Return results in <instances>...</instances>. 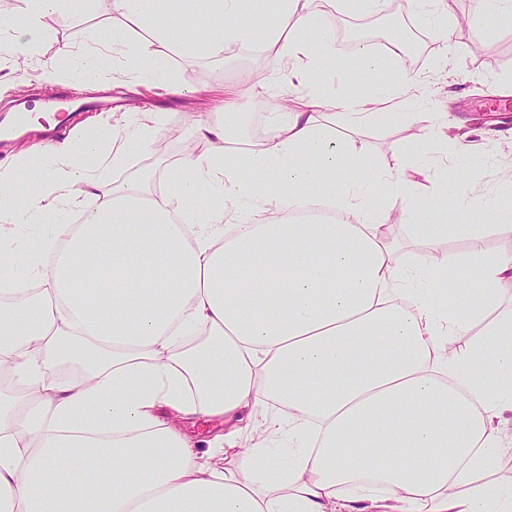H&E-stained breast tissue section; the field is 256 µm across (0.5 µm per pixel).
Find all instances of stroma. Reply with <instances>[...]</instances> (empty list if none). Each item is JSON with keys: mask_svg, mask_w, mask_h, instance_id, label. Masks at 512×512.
Returning <instances> with one entry per match:
<instances>
[{"mask_svg": "<svg viewBox=\"0 0 512 512\" xmlns=\"http://www.w3.org/2000/svg\"><path fill=\"white\" fill-rule=\"evenodd\" d=\"M320 26L307 38L318 43L329 40L344 66L342 73L325 76L321 88L326 94L340 97L364 87L365 72L352 47L355 31L375 27L386 18H394L395 30H402V18L429 39L431 49L417 72L426 94L424 104L417 108L413 126H395L388 121L371 123L351 135L347 147L367 162L377 163L384 152L397 156L406 174L415 183L414 198L384 196L381 187L372 185L368 191L380 197L393 224L392 238L397 244L396 261L406 265L424 248L412 240L406 226V214L419 208L433 212L446 220L451 184L449 170L467 174L473 186L495 189L499 171L512 165V155H497L498 142L512 140V111H491L486 97L489 91L512 84V28L494 26L477 17L476 0H452L449 21L445 24L428 20L425 10L408 9L406 0H381L372 13L335 12L318 6ZM275 11L249 18L253 32L251 42L232 46L223 57L203 54L172 55L161 64L165 78L187 87L186 95L172 98L140 89L131 91L124 86L109 88L113 101L123 111L152 107L166 112L167 118L157 133V141L166 142L165 151L135 156L130 174L162 171L178 163L184 154L183 144L189 141L188 131L180 130L181 120L195 112L211 109V90L221 85L242 86L253 74L265 77L270 93H278L288 85V72L283 63L270 60L262 52L265 34L271 27L283 24ZM120 16L113 14L110 0H93L79 4L74 10L45 18L47 38L39 58L15 60L0 53V113L13 109L17 100L26 103L56 96L59 84L49 83L43 67L62 44H69L75 53L93 47V30L121 26ZM423 129L427 138L413 143V129ZM470 134L468 152L458 150L454 141L459 131Z\"/></svg>", "mask_w": 512, "mask_h": 512, "instance_id": "stroma-1", "label": "stroma"}]
</instances>
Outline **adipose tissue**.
Returning a JSON list of instances; mask_svg holds the SVG:
<instances>
[{
	"mask_svg": "<svg viewBox=\"0 0 512 512\" xmlns=\"http://www.w3.org/2000/svg\"><path fill=\"white\" fill-rule=\"evenodd\" d=\"M310 0H275L285 18L268 46L305 90H285L262 146L228 155L227 130L254 88L219 86L217 111L193 114L204 142L154 192L119 179L151 151L162 112H131L76 136L46 140L0 161V512H512V484L496 463L512 456V211L459 188L447 223L409 211L428 251L400 267L378 182L411 186L390 161L350 153V133L380 119L413 125L420 78L380 79L365 93L325 96L339 65L305 34ZM0 9V49L37 53L44 17L72 0ZM260 0H112L121 27L79 55L70 76L91 88L123 77L163 81L168 54H223L252 38L242 17ZM202 16L186 35L159 28L155 50L135 29L181 10ZM164 83L169 95L185 91ZM348 184L340 219H317L324 175ZM218 206L202 209V192ZM247 203L227 223L224 202ZM83 223H72L73 214ZM34 229L25 251L18 225ZM465 257H436L447 238ZM40 287H19L18 265ZM474 300L458 302L463 283ZM466 348H457L460 336ZM80 362L81 378L51 373ZM282 411L268 416L269 402ZM219 420L204 461L183 425Z\"/></svg>",
	"mask_w": 512,
	"mask_h": 512,
	"instance_id": "ef3b65f1",
	"label": "adipose tissue"
}]
</instances>
